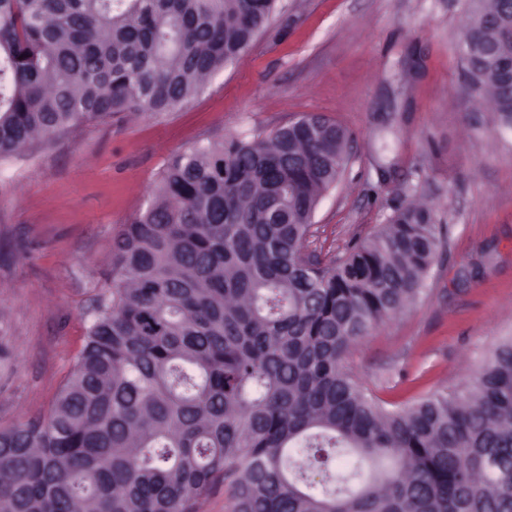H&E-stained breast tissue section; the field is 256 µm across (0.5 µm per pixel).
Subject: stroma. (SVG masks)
<instances>
[{
	"instance_id": "stroma-1",
	"label": "stroma",
	"mask_w": 512,
	"mask_h": 512,
	"mask_svg": "<svg viewBox=\"0 0 512 512\" xmlns=\"http://www.w3.org/2000/svg\"><path fill=\"white\" fill-rule=\"evenodd\" d=\"M463 0H280L246 53L178 108L115 115L0 166V428L49 414L108 284L113 246L173 153L318 114L351 136L314 216L318 252L421 199L443 246L418 297L350 350L400 408L455 389L512 336V131L460 77Z\"/></svg>"
}]
</instances>
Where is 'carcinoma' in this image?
Returning <instances> with one entry per match:
<instances>
[{
	"label": "carcinoma",
	"mask_w": 512,
	"mask_h": 512,
	"mask_svg": "<svg viewBox=\"0 0 512 512\" xmlns=\"http://www.w3.org/2000/svg\"><path fill=\"white\" fill-rule=\"evenodd\" d=\"M276 2L0 0V162L114 112L172 111ZM465 5L464 82L512 131V0ZM347 143L308 114L169 157L48 418L0 430V512H198L220 489L231 512H512L511 336L403 408L345 364L442 246L435 210L410 202L341 256L308 250Z\"/></svg>",
	"instance_id": "1"
}]
</instances>
